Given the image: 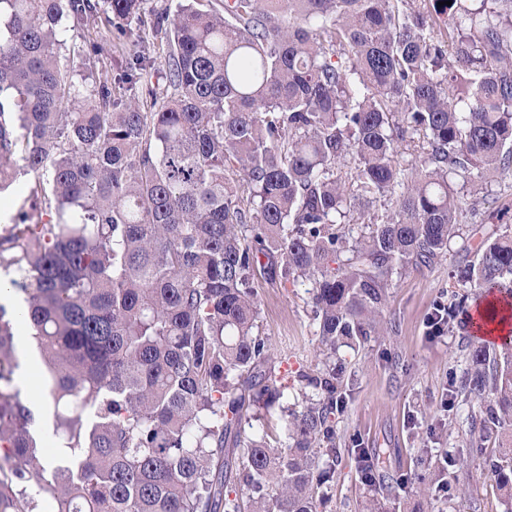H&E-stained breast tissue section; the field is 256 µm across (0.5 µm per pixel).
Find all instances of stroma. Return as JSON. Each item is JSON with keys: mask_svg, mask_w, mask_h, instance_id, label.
<instances>
[{"mask_svg": "<svg viewBox=\"0 0 512 512\" xmlns=\"http://www.w3.org/2000/svg\"><path fill=\"white\" fill-rule=\"evenodd\" d=\"M479 192L487 197L479 217L484 227L512 226V173H488ZM463 258L453 251L430 268L404 272L389 290L388 336L337 352L335 360L345 368L335 420L340 454L332 477L320 488L324 504L319 512H361L370 495L358 465L362 451L371 456L376 475L391 485L379 512H507L512 507L482 462L464 469L446 464L448 457L464 453L480 413L478 404L449 397L452 381L461 380L468 368V347L479 340L458 321L446 335L428 336L426 322L445 300L453 283L450 271ZM253 286L258 331L273 351V370L286 386L283 401L290 405L302 397L298 374L325 366L308 290L284 281L263 262ZM17 376L21 396L34 413L36 434L50 433L51 416L35 397L43 385L42 369H30L23 360ZM427 463L446 466L448 482L465 485L466 498L448 497L438 488L429 499L416 496L412 480Z\"/></svg>", "mask_w": 512, "mask_h": 512, "instance_id": "obj_1", "label": "stroma"}]
</instances>
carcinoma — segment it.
Returning a JSON list of instances; mask_svg holds the SVG:
<instances>
[{
  "label": "carcinoma",
  "mask_w": 512,
  "mask_h": 512,
  "mask_svg": "<svg viewBox=\"0 0 512 512\" xmlns=\"http://www.w3.org/2000/svg\"><path fill=\"white\" fill-rule=\"evenodd\" d=\"M438 2L181 0L154 21L165 85L138 56L83 92L61 21L130 20L143 0H0V191L28 176L0 228V290L21 297L0 303V512H318L341 382L298 375L313 393L288 410V447L242 436L243 411L281 397L254 271L264 257L310 286L330 358L387 333L393 279L463 236L481 204L464 189L512 171V0ZM135 79L148 112L112 100ZM455 277L449 323L476 288L512 296V231ZM19 325L50 374L41 446L15 383ZM467 358L451 397L483 409L466 457L512 502V348ZM491 438L503 453L486 458Z\"/></svg>",
  "instance_id": "carcinoma-1"
}]
</instances>
